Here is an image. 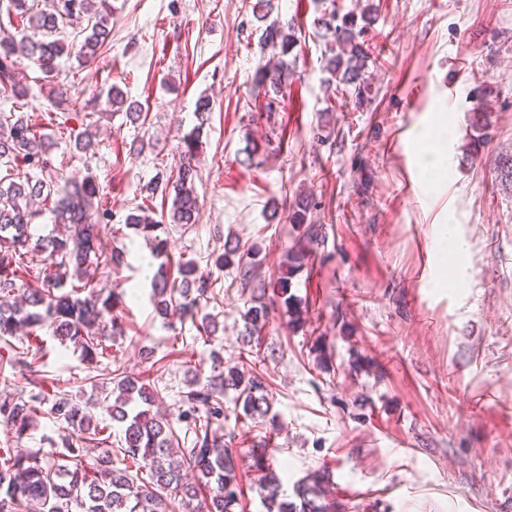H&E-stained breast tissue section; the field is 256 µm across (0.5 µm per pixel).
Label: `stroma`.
Listing matches in <instances>:
<instances>
[{
	"mask_svg": "<svg viewBox=\"0 0 512 512\" xmlns=\"http://www.w3.org/2000/svg\"><path fill=\"white\" fill-rule=\"evenodd\" d=\"M377 7L367 33L369 101L328 97L316 24L330 13ZM112 36L91 64L62 56L61 90L81 95L98 129L87 153L74 147L80 120L53 107L40 71L22 64L28 94L0 91V112L21 109L50 135L64 177L93 176L106 211L102 231L122 255L98 268L105 289L137 291L116 313L123 332L87 367L51 332L34 369L0 372V395L60 388L110 424L114 466L123 467L121 429L111 425L102 384L115 373L150 382L180 439V396L211 372L213 358L237 365L247 309L236 268L215 265L225 243L253 247L256 282L287 277L305 308L303 324L271 314L259 351L267 415L237 417L224 397V441L244 486L242 512H264L250 451L269 448L282 489L308 473H329L344 512H512V193L496 166L512 153V0H110ZM292 24L299 45L284 99L268 112L255 76L273 65L265 23ZM118 86L145 117L101 111ZM208 98L210 112L196 111ZM450 133L444 171L422 174L423 136L439 122ZM488 142L474 150L476 125ZM200 128L193 224L167 223L172 198L155 190L175 174L181 136ZM314 206L320 235L303 267L283 258L302 226L297 194ZM166 221L171 264L192 261L211 284L206 310L219 329L163 322L145 264L149 242L126 228L137 206ZM448 224L463 240L439 239Z\"/></svg>",
	"mask_w": 512,
	"mask_h": 512,
	"instance_id": "obj_1",
	"label": "stroma"
}]
</instances>
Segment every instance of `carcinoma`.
<instances>
[{"instance_id":"obj_1","label":"carcinoma","mask_w":512,"mask_h":512,"mask_svg":"<svg viewBox=\"0 0 512 512\" xmlns=\"http://www.w3.org/2000/svg\"><path fill=\"white\" fill-rule=\"evenodd\" d=\"M15 15L20 24L5 25L0 19V90L23 98L20 65L34 64L42 73L44 85L53 91L52 104L62 111H73L77 99L54 92L59 75L58 59L65 48L62 36L73 21L87 19L81 30L83 40L78 59L91 63L110 36L109 0H0V11ZM374 6L369 4L360 16L330 13L318 20L330 34L324 53L328 82L343 86V91L362 106L368 100L371 60L365 36ZM263 42L280 48V56L270 71L256 78V85L268 84L263 93L266 110L276 111L277 96L288 81V55L296 47L295 30L269 25ZM199 135L189 132L180 139L181 163L175 178H167L165 188L173 191L170 223L193 224L198 214V198L192 184L197 176L194 160ZM8 174L0 177V341L14 338L0 354V365L28 364L30 339L49 328L63 343L80 349L88 365L103 356V342L121 334L114 309L124 304L125 291L103 293L93 283L91 269L99 264L120 263L107 252L99 224L102 193L96 180L64 179L54 168L49 139L38 133L22 112L0 113V167ZM52 203L54 232L37 233L42 210L37 200ZM139 213L129 214L125 226L144 233L156 231L160 223ZM319 236L313 224L305 227L296 243L284 256L288 272L300 269ZM154 257L160 260L152 276L155 311L163 319H200L207 334L217 331L214 316L204 311L202 299L211 284L194 277L192 263L179 267L181 280L171 278L166 256V240L152 242ZM258 253L234 246L217 256L215 265L239 268L242 288L251 289L249 306L243 314L249 335L246 345H261V332L269 324L272 302L263 285H253L250 271ZM40 258L37 278L41 286L19 294L17 280L21 270ZM288 278L272 289L283 312L293 324L302 322L300 303L288 294ZM237 393L236 404L242 415L251 417L270 406L264 382L255 368L214 364L205 381L191 383L183 393L187 410L182 418L192 422L195 439L189 447L179 441L171 420L153 411L157 393L139 377L123 375L107 395L114 397L110 417L121 424L125 447L123 456L136 470L112 465L110 449H101L96 462H88L89 449L74 438V433L94 441L104 428L93 423L89 406L57 389L53 391L50 412L70 434L60 436V447L50 456L30 453L23 448H0V512H234L239 504L240 484L233 451L224 446L218 434L224 418V394ZM41 405L34 399L0 397V427L20 439L34 426ZM254 467L262 472L266 512H339L340 502L325 472L310 474L296 487V500L280 493L277 474L272 469L269 450L251 451Z\"/></svg>"}]
</instances>
